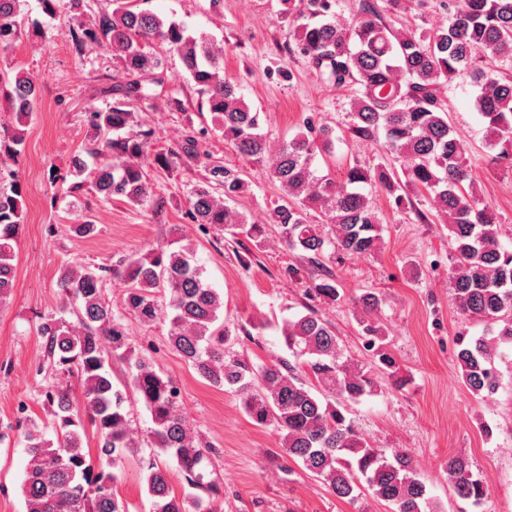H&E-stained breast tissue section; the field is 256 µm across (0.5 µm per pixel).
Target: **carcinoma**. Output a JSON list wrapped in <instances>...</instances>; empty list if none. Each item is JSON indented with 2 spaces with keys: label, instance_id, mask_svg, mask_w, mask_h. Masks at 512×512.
Here are the masks:
<instances>
[{
  "label": "carcinoma",
  "instance_id": "1",
  "mask_svg": "<svg viewBox=\"0 0 512 512\" xmlns=\"http://www.w3.org/2000/svg\"><path fill=\"white\" fill-rule=\"evenodd\" d=\"M146 0H111L90 9L87 0H70L67 36L77 53L103 49L118 60L121 80L112 86V103L87 113L94 139L84 151L94 159L92 172L73 157L72 182L66 194L86 195L108 203L122 198L144 205L152 186L147 168L174 171L183 159L200 157L199 139L219 131L244 157L264 165L269 179L280 183L287 199L269 211L287 246L317 259L327 248L344 254L374 256L382 248V224L364 193L377 186L401 206L406 187L434 194L437 216L448 225L454 261L448 280L458 310L498 326L493 336L461 338L456 362L465 388L487 397L500 387L495 358L512 351V246L499 238L495 214L477 198L466 149L448 122L438 97L440 81L470 78L480 87L475 107L485 120V140L498 159L512 168V0H452L448 26L425 35L396 34L375 7L364 5L349 25L336 16V0H281V14L293 23L297 50L323 79L338 87L357 86L351 100L352 135L382 141L402 163L405 180L387 172L353 166L341 181L313 168L318 139L329 130L308 124L273 148L261 133V113L244 101L237 84L224 79V54L209 38L186 34L179 23L141 7ZM22 0H0V95L9 101V118L0 120V303L12 293L16 249L25 210L16 172L32 122L38 86L28 69L9 58L22 37L18 16ZM178 56L198 95V111L210 124L191 127L180 148L149 157L152 132L141 129L133 102L151 97L165 82V58L154 46ZM205 184L189 199L192 222L232 236L257 238L264 227L248 220L234 202L245 180L220 161L208 164ZM330 224L335 239L322 235L311 212ZM75 236L92 237L97 224L87 214L71 227ZM124 285L123 310L114 311L106 297L107 277ZM60 287L76 317H50L42 323L48 364L76 378L98 439V459L84 451L85 421L69 390L51 387L46 403L54 414L55 438L35 421L27 423L24 447L28 462L21 483L24 512H125L116 493L117 470L134 452L129 432L126 393L112 382V359L128 363L129 385L150 414L152 446L175 460L192 492H173L170 468L150 458L144 467L150 512H220L216 487L207 471L212 449L195 442L171 379L144 356L132 354L127 317L141 322L169 321L168 340L195 372L211 386L239 397L245 414L257 425L275 424L282 451L339 499L353 503L366 488L392 512H439L411 455L399 448H376L347 421L345 406L374 394L373 372L404 383L393 355L385 351L386 333L372 313L380 296H360L362 332L372 350L371 367L342 359L335 332L310 309L284 322L281 336L294 362L254 367L225 354L231 341L219 315L224 300L206 282L195 249H152L132 255L118 268L76 263L60 277ZM328 303L342 295L329 275L309 289ZM448 481L455 494L478 506L489 489L475 475L469 459H448Z\"/></svg>",
  "mask_w": 512,
  "mask_h": 512
}]
</instances>
